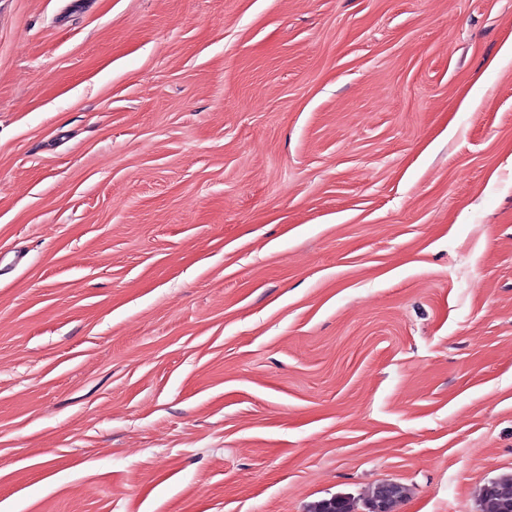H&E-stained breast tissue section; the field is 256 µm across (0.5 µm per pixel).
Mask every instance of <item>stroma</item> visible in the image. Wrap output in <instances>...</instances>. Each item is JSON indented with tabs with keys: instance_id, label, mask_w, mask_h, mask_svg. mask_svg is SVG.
Masks as SVG:
<instances>
[{
	"instance_id": "obj_1",
	"label": "stroma",
	"mask_w": 512,
	"mask_h": 512,
	"mask_svg": "<svg viewBox=\"0 0 512 512\" xmlns=\"http://www.w3.org/2000/svg\"><path fill=\"white\" fill-rule=\"evenodd\" d=\"M510 38L512 0H0V501L481 512Z\"/></svg>"
}]
</instances>
